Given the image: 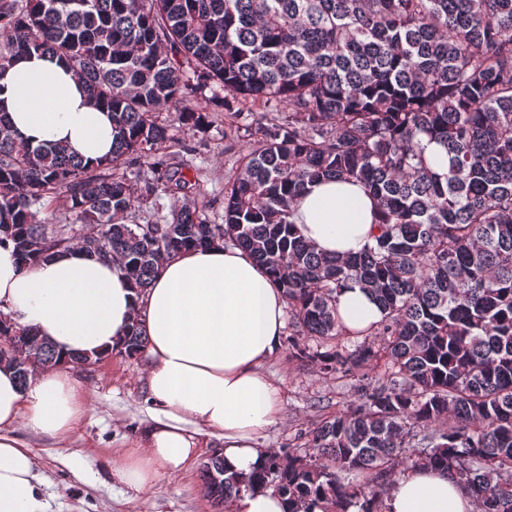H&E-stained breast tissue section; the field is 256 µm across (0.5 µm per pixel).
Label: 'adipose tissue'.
Listing matches in <instances>:
<instances>
[{
  "instance_id": "1",
  "label": "adipose tissue",
  "mask_w": 512,
  "mask_h": 512,
  "mask_svg": "<svg viewBox=\"0 0 512 512\" xmlns=\"http://www.w3.org/2000/svg\"><path fill=\"white\" fill-rule=\"evenodd\" d=\"M0 110L32 144L62 143L85 159L112 149V119L92 106L72 72L34 53L0 74ZM375 201L358 183L307 184L294 207L301 234L330 255L348 257L369 242ZM339 312L348 328L379 321L381 310L359 285L345 288ZM0 313L53 342L60 355L112 350L131 321L146 336L147 390L153 409L138 440L119 449L113 479L131 493L159 477L187 471L208 436L222 439L228 471L259 470L267 456L258 439L282 414L280 386L261 366L280 348L285 297L252 257L233 245L165 257L146 292L118 264L73 248L20 266L12 243L0 244ZM88 394L66 364L20 386L0 365V512H49L44 482L17 426L63 441L81 426ZM383 512H477L454 480L427 468L405 469Z\"/></svg>"
}]
</instances>
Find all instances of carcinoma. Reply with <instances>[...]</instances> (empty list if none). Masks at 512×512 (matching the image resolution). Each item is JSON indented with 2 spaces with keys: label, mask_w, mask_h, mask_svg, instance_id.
Instances as JSON below:
<instances>
[{
  "label": "carcinoma",
  "mask_w": 512,
  "mask_h": 512,
  "mask_svg": "<svg viewBox=\"0 0 512 512\" xmlns=\"http://www.w3.org/2000/svg\"><path fill=\"white\" fill-rule=\"evenodd\" d=\"M32 52L65 62L111 109L112 155L35 146L0 113V242L21 266L72 244L38 218L62 194L92 229L77 244L116 259L141 292L164 257L229 242L284 289L291 357L351 382L354 399L303 443L270 449L261 471L229 473L213 456L201 477L214 505L271 488L290 512H382L406 465L445 471L479 512H512V0H0V71ZM207 90L257 138L221 224L200 176L167 163L159 120ZM249 99L288 111L235 109ZM177 120L208 126L191 108ZM327 178L376 201L355 256L320 252L292 220L305 186ZM179 194L196 203L160 215V198ZM350 283L374 296L380 322H342ZM146 344L134 321L118 353ZM58 361L0 313V363L21 386Z\"/></svg>",
  "instance_id": "obj_1"
}]
</instances>
